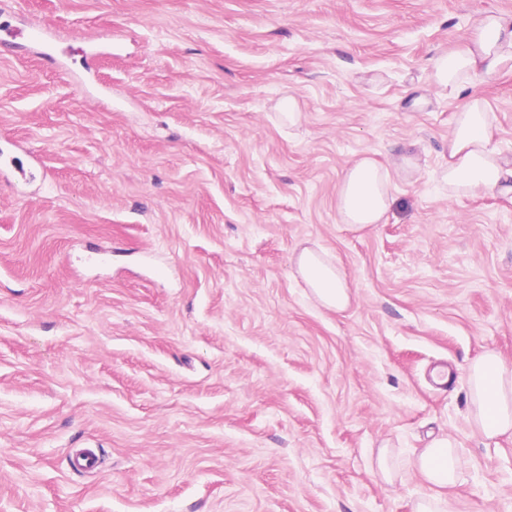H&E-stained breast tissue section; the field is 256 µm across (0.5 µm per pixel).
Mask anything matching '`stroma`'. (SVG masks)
<instances>
[{
	"mask_svg": "<svg viewBox=\"0 0 512 512\" xmlns=\"http://www.w3.org/2000/svg\"><path fill=\"white\" fill-rule=\"evenodd\" d=\"M484 12L512 0H0V512H414L440 433L445 512H512L467 378L512 366V199L440 179L465 97L407 102ZM478 89L512 158V73ZM411 146L386 221L343 224L341 170ZM298 273L314 299L323 307L341 313L351 304V291L343 269L325 254L308 248L296 257ZM459 465L456 445L448 435H442L419 451L414 467L432 493L417 501L414 512H444L440 509V491L456 483Z\"/></svg>",
	"mask_w": 512,
	"mask_h": 512,
	"instance_id": "35a3bbf8",
	"label": "stroma"
}]
</instances>
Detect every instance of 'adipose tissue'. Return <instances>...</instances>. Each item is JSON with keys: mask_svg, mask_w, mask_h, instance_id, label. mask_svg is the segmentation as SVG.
<instances>
[{"mask_svg": "<svg viewBox=\"0 0 512 512\" xmlns=\"http://www.w3.org/2000/svg\"><path fill=\"white\" fill-rule=\"evenodd\" d=\"M508 69L512 70V17L488 12L474 19L463 44L431 59L429 86L435 94L453 98L469 91L474 76L490 83ZM470 93L466 107L453 117L441 179L452 198L512 197V160L504 159L492 143L495 114L479 92ZM415 157V151L407 149L386 165L364 156L345 167L336 195L342 222L356 229L381 223L394 201L395 179L413 167ZM296 265L321 306L339 313L349 308L351 291L339 265L308 248L298 254ZM468 380L471 414L482 434L495 438L512 432V368L488 351L470 364ZM459 465L456 445L448 436L419 451L414 467L430 492L417 501L414 512H441L440 492L456 483Z\"/></svg>", "mask_w": 512, "mask_h": 512, "instance_id": "ef3b65f1", "label": "adipose tissue"}]
</instances>
